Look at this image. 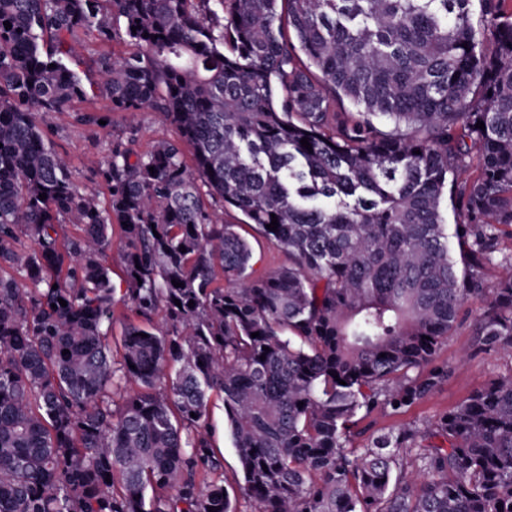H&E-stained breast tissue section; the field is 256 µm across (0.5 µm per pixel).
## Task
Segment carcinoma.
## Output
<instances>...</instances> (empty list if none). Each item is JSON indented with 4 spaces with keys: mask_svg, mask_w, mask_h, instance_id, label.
<instances>
[{
    "mask_svg": "<svg viewBox=\"0 0 512 512\" xmlns=\"http://www.w3.org/2000/svg\"><path fill=\"white\" fill-rule=\"evenodd\" d=\"M481 2L476 23L471 0H0V512H236L213 391L255 512H512V377L346 451L359 412L448 379L438 351L512 228V0ZM89 33L140 48L99 60L112 110L178 133L134 163L110 150L106 206L36 120L86 95ZM210 200L288 264L252 277ZM119 301L141 323L116 360ZM475 335L512 351L511 274ZM206 425L209 427L214 444L223 464L224 486L236 505V512H255L254 504L246 497L241 489V466L239 455L234 448L226 429L224 402L222 397L214 393L211 396L206 412Z\"/></svg>",
    "mask_w": 512,
    "mask_h": 512,
    "instance_id": "obj_1",
    "label": "carcinoma"
}]
</instances>
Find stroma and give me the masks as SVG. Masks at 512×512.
I'll list each match as a JSON object with an SVG mask.
<instances>
[{"mask_svg":"<svg viewBox=\"0 0 512 512\" xmlns=\"http://www.w3.org/2000/svg\"><path fill=\"white\" fill-rule=\"evenodd\" d=\"M135 51V46L126 40L107 42L97 36H89L81 66L86 96L75 100L69 111L42 112L37 116L39 128L65 159L72 182L80 190L94 193L103 201L108 200L109 193L97 174V166L112 146L120 145L142 155L156 142L177 136L175 128L151 110H142L133 117L125 112L111 111L108 100L100 91L102 74L99 58L120 59ZM87 113L102 116V123H82L80 117ZM214 212L225 223L237 225L239 232L249 241L253 276L268 275L287 264V257L257 225L245 223L238 210L218 205ZM481 312L480 303L464 305L458 313L455 330L441 346L436 362L447 366V380L425 399L401 412L382 406L370 413L359 414L352 429V447H364L370 437L398 428H426L487 381L512 376V353L482 350L476 345L475 325ZM205 420L222 460L224 485L237 512H254L253 503L240 489L239 455L227 432L224 402L219 395H212Z\"/></svg>","mask_w":512,"mask_h":512,"instance_id":"35a3bbf8","label":"stroma"}]
</instances>
